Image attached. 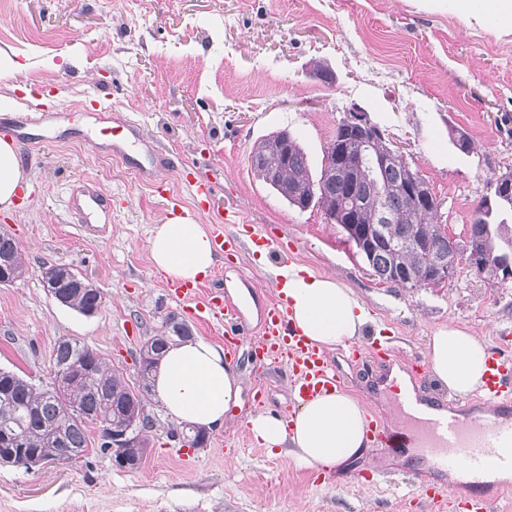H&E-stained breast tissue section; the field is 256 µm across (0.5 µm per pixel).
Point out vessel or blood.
<instances>
[{
	"label": "vessel or blood",
	"instance_id": "vessel-or-blood-1",
	"mask_svg": "<svg viewBox=\"0 0 512 512\" xmlns=\"http://www.w3.org/2000/svg\"><path fill=\"white\" fill-rule=\"evenodd\" d=\"M98 121L108 133L99 144L101 151L131 163L140 182L154 186L162 170L173 167L169 155L159 152L144 138L140 125L127 117L99 113ZM196 192L204 195L209 208L220 210L222 222L211 233L215 254L225 257L226 276L220 288L199 286L170 280L168 297L178 304H193L199 317L228 319L238 329L250 325L244 310L232 298L234 288H254L253 281L239 268L236 259L244 247L237 230V214L223 208L211 186L199 184ZM69 206L89 231L99 228L97 216L109 213L110 206L97 186L90 182L75 183L69 195ZM255 290L259 306L256 337L252 349L261 358L281 362L288 367L294 390L309 399L322 388L339 386L343 378L334 359L299 335L289 319V311L281 298ZM489 371L482 390L474 398L423 402L418 394L395 392L393 404L397 412L416 427L423 465L412 472L433 512H493L496 495L467 494L447 483L430 482L433 473L459 472L474 475L497 469L512 470V345L496 342L488 349ZM344 357L372 365H386L394 360V352L383 345L353 342L342 349ZM406 424V426H407ZM406 426H392L374 420L369 431L383 453L393 454L406 445Z\"/></svg>",
	"mask_w": 512,
	"mask_h": 512
}]
</instances>
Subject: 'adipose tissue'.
I'll return each mask as SVG.
<instances>
[{"label": "adipose tissue", "instance_id": "adipose-tissue-1", "mask_svg": "<svg viewBox=\"0 0 512 512\" xmlns=\"http://www.w3.org/2000/svg\"><path fill=\"white\" fill-rule=\"evenodd\" d=\"M23 179L15 145L0 140L1 209L12 206ZM148 250L159 272L192 283L206 278L215 261L208 232L188 216H171L156 226ZM272 274L293 326L311 344L333 350L362 335L370 316L351 289L294 263L273 267ZM426 357L433 377L460 397L478 392L488 370L486 341L452 322L429 336ZM154 390L173 419L207 428L223 425L240 396L223 352L202 339L167 350ZM366 415L354 396L332 387L300 402L290 418L259 414L247 425L255 444L268 452L283 451L308 467L329 470L364 447Z\"/></svg>", "mask_w": 512, "mask_h": 512}]
</instances>
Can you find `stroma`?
I'll return each mask as SVG.
<instances>
[{"instance_id": "stroma-1", "label": "stroma", "mask_w": 512, "mask_h": 512, "mask_svg": "<svg viewBox=\"0 0 512 512\" xmlns=\"http://www.w3.org/2000/svg\"><path fill=\"white\" fill-rule=\"evenodd\" d=\"M0 50L20 64L0 75V118L23 116L20 148L29 186L0 228L18 242L24 278L0 286V368L45 384L59 338L90 346L135 381L139 350L176 314L194 337L224 346L227 330L168 299L147 241L173 205L206 207L193 183L210 182L243 226L282 252L240 255L241 270L271 285L269 263L293 262L351 288L371 321L364 330L408 361L454 322L492 343L512 329V282L493 285L458 265L444 285L401 288L371 275L340 225L316 207L288 205L255 178L254 143L287 129L320 171L346 112L360 109L441 204L440 223L465 243L479 201L512 172V28L426 0H0ZM131 117L177 159L161 188L141 183L96 148L89 112ZM464 130L462 153L451 132ZM96 182L112 207L100 236L74 224L75 180ZM86 274L102 302L85 316L57 303L44 272ZM252 335L226 357L241 380L237 405L206 447L171 440L179 424L155 397L150 446L135 469L94 448L69 465L0 466V512H423L400 457L372 447L321 475L257 446L246 427L260 412L292 414L290 373L250 353ZM365 473L348 485L345 470Z\"/></svg>"}]
</instances>
